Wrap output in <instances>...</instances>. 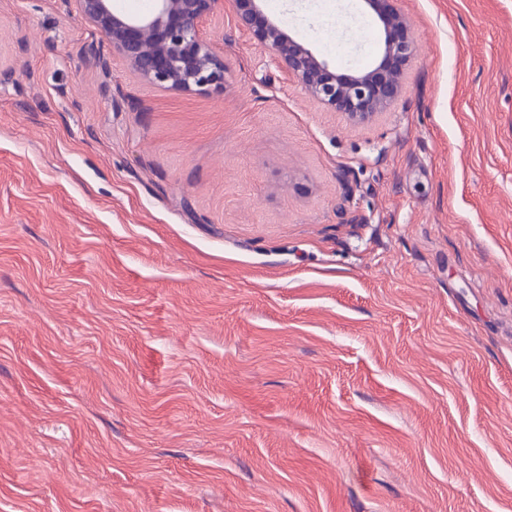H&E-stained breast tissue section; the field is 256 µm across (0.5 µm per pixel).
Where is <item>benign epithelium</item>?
<instances>
[{
	"instance_id": "1",
	"label": "benign epithelium",
	"mask_w": 512,
	"mask_h": 512,
	"mask_svg": "<svg viewBox=\"0 0 512 512\" xmlns=\"http://www.w3.org/2000/svg\"><path fill=\"white\" fill-rule=\"evenodd\" d=\"M146 15L117 10L113 0H67L101 34L136 79L165 91L190 92L224 85L226 65L203 32V23L229 3L235 26L268 50L311 99L366 122L401 95L416 47L397 0H364L375 14V58L351 73L333 71L308 46L272 22L260 0H154Z\"/></svg>"
}]
</instances>
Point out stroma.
I'll list each match as a JSON object with an SVG mask.
<instances>
[{
	"label": "stroma",
	"instance_id": "stroma-1",
	"mask_svg": "<svg viewBox=\"0 0 512 512\" xmlns=\"http://www.w3.org/2000/svg\"><path fill=\"white\" fill-rule=\"evenodd\" d=\"M397 7L355 123L231 13L173 93L0 0V512H512V0ZM262 8L376 54L364 0Z\"/></svg>",
	"mask_w": 512,
	"mask_h": 512
}]
</instances>
